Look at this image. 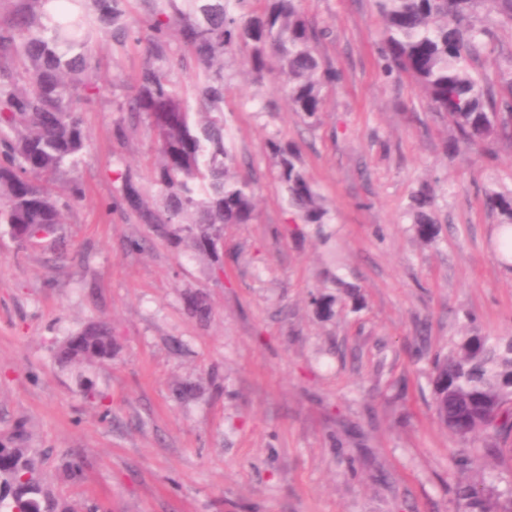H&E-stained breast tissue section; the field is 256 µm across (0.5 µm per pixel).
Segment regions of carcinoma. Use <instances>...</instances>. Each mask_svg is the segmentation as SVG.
<instances>
[{
  "mask_svg": "<svg viewBox=\"0 0 512 512\" xmlns=\"http://www.w3.org/2000/svg\"><path fill=\"white\" fill-rule=\"evenodd\" d=\"M0 11V224L25 243L40 231L53 236L62 224L60 196L75 201L83 190L66 175L82 160L89 135L78 102L98 91L86 32V7L96 25L126 35L125 0H9ZM147 14L145 54L132 93L119 111L132 120L150 118L159 162L150 178L167 200L156 211L144 207L128 172L122 202L144 224L179 226L195 246L215 250L226 224L254 219V185L230 172L224 126V56L247 54L255 78L276 71L294 111L315 122L322 90L337 72L318 55L319 32L307 21L302 0H140ZM383 22L384 70L405 74L424 91L433 109L456 126L468 147L489 139L512 145V68L497 85L482 83L471 64L494 32L479 28L475 11L484 7L512 26V0H374ZM177 28L186 54L173 55L169 32ZM198 64L199 84L190 99L169 78L187 58ZM278 178L304 224H324L327 211L295 160L297 149L277 140ZM484 204L512 223V191L489 192ZM432 196L411 203L421 238L434 236ZM115 346L112 329L86 324L64 340L65 363L90 364ZM433 408L438 421L463 441L480 434L494 440L491 451L512 460V337L464 336L433 363ZM461 512H512V488L467 485L458 491ZM72 504L51 499L34 451L17 434L0 443V512H71Z\"/></svg>",
  "mask_w": 512,
  "mask_h": 512,
  "instance_id": "1",
  "label": "carcinoma"
}]
</instances>
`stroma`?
<instances>
[{"label":"stroma","instance_id":"stroma-1","mask_svg":"<svg viewBox=\"0 0 512 512\" xmlns=\"http://www.w3.org/2000/svg\"><path fill=\"white\" fill-rule=\"evenodd\" d=\"M303 9L340 74L316 124L274 76L224 59L227 145L234 171L254 176L256 209L225 225L223 248L202 252L185 229L158 232L118 203L120 168L162 205L149 119L113 133L145 59L140 0L126 4L123 42L89 32L102 89L79 104L83 198L57 239L0 233V440L24 425L54 495L83 512H458L457 489L482 475L512 484L483 439L438 423L430 383L459 337H512L505 218L484 205L512 189V147L447 153L456 128L382 69L373 0ZM272 139L295 144L327 224L288 207ZM423 189L438 221L429 241L408 212ZM92 321L112 326L111 361L60 365L58 344ZM66 458L83 462L79 478L60 475Z\"/></svg>","mask_w":512,"mask_h":512}]
</instances>
